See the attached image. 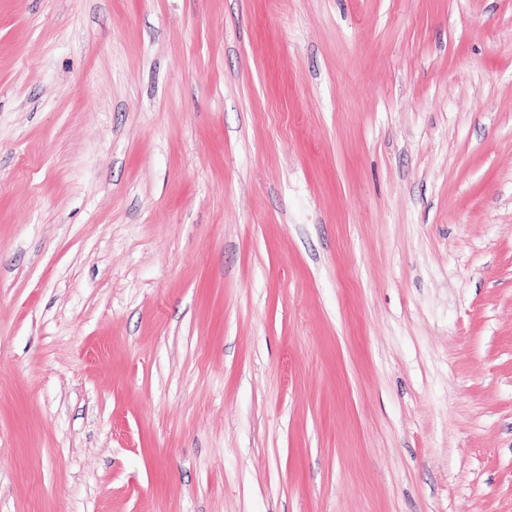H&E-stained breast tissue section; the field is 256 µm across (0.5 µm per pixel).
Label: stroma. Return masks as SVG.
<instances>
[{"label": "stroma", "mask_w": 512, "mask_h": 512, "mask_svg": "<svg viewBox=\"0 0 512 512\" xmlns=\"http://www.w3.org/2000/svg\"><path fill=\"white\" fill-rule=\"evenodd\" d=\"M0 512H512V0H0Z\"/></svg>", "instance_id": "1"}]
</instances>
